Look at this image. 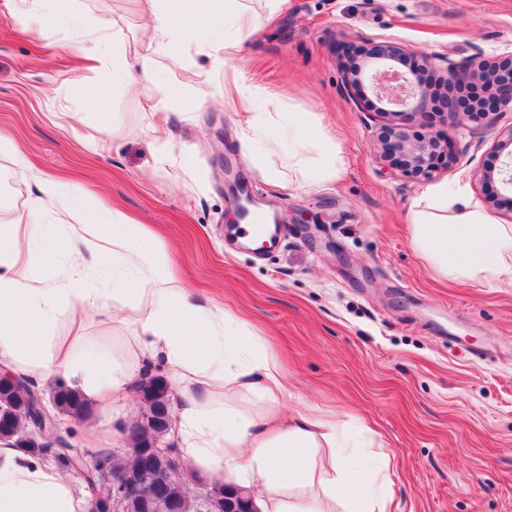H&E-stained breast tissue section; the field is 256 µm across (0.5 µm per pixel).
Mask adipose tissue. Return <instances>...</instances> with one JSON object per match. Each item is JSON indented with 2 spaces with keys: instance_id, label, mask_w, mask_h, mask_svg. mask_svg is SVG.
<instances>
[{
  "instance_id": "1",
  "label": "adipose tissue",
  "mask_w": 512,
  "mask_h": 512,
  "mask_svg": "<svg viewBox=\"0 0 512 512\" xmlns=\"http://www.w3.org/2000/svg\"><path fill=\"white\" fill-rule=\"evenodd\" d=\"M17 0L36 31L55 39L70 17L68 0ZM150 23L141 40L119 46L112 72L143 96L157 54L195 47L224 69V90L252 96L235 60L255 18L223 0H143ZM36 196L13 223L0 225V367L36 382L62 378L86 400L121 418L134 380L153 351L181 392L178 450L190 472L253 490L259 512H390L378 485L390 460L344 454L349 434L314 409L287 412L288 382L262 338L237 318L202 303L174 274L169 248L123 213L88 211L80 187L32 172ZM433 211L417 210L412 242L451 281L512 287V225L495 223L462 188H429ZM51 278L39 268L59 254ZM66 336L52 329L63 313ZM94 313L107 331H129L123 352L94 345L82 319ZM76 485L38 456L0 442V512H85Z\"/></svg>"
}]
</instances>
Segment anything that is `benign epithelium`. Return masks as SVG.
<instances>
[{
  "label": "benign epithelium",
  "instance_id": "1",
  "mask_svg": "<svg viewBox=\"0 0 512 512\" xmlns=\"http://www.w3.org/2000/svg\"><path fill=\"white\" fill-rule=\"evenodd\" d=\"M347 49L356 58L353 63L343 62L348 96L359 107L364 101L362 90L369 88L375 101L367 106L381 118L376 135L377 157L404 177L426 178L438 167L453 164L456 161L451 147L454 135L473 131L475 124L492 128L503 114L512 112V54L491 65L476 60L460 64L446 56L418 53L413 64L401 70L397 64L409 53L395 41L365 39L358 45L349 44ZM430 70L441 72L450 86L479 87L481 93L466 100L450 93L442 100L441 111L434 112L432 88L423 80ZM437 122L448 131H432ZM495 151L499 165L483 170L482 180L490 183L496 180L500 189L487 203L512 208V127L498 141ZM127 445L125 452L129 454L159 448L149 432L141 435L138 442L130 440ZM100 473V478L89 487L90 512H120L122 506L140 507L149 499L139 492H127L117 474L104 468ZM231 504L232 512H254L248 490L237 491Z\"/></svg>",
  "mask_w": 512,
  "mask_h": 512
}]
</instances>
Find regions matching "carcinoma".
<instances>
[{"label": "carcinoma", "instance_id": "1", "mask_svg": "<svg viewBox=\"0 0 512 512\" xmlns=\"http://www.w3.org/2000/svg\"><path fill=\"white\" fill-rule=\"evenodd\" d=\"M56 414L73 417L78 420L90 412V404L77 390L64 382L55 385ZM143 404L141 418L129 426L127 433L136 438L145 431V423L152 422L161 410H171L172 391L161 375H150L140 379L136 387ZM35 386L28 380L17 379L16 383L0 386V423L12 432L30 431L37 426V414L34 407ZM29 452L40 456L42 461L63 470L85 471V482L91 484L98 478L97 470L105 465L122 474L124 481L137 484L154 493L152 512H171L169 500L156 492V488L166 481H179L181 477L163 457L124 455L120 458L108 450H100L87 460L76 451H62L54 447V442L43 441L40 447ZM231 488L214 483L206 489L210 512H228L226 502L230 498Z\"/></svg>", "mask_w": 512, "mask_h": 512}]
</instances>
